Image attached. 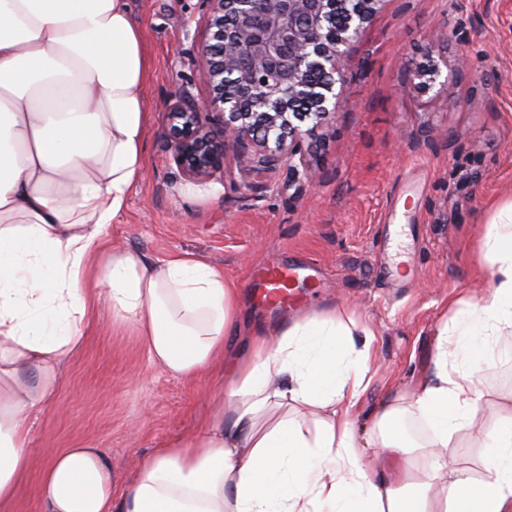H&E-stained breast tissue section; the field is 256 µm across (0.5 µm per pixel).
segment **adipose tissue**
<instances>
[{
  "label": "adipose tissue",
  "mask_w": 512,
  "mask_h": 512,
  "mask_svg": "<svg viewBox=\"0 0 512 512\" xmlns=\"http://www.w3.org/2000/svg\"><path fill=\"white\" fill-rule=\"evenodd\" d=\"M149 73L129 0H0V512L30 469V416L104 313L169 375L219 367L223 384L206 427L154 449L124 489L104 449H52L40 512H512V392L480 377L512 336V200L483 238L486 289L451 306L430 375L388 393L359 443L373 333L354 312L257 326L229 362L241 295L223 268L110 244L144 165ZM485 411L494 425L460 465L448 450ZM411 421L426 428L412 443Z\"/></svg>",
  "instance_id": "obj_1"
}]
</instances>
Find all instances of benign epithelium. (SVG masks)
<instances>
[{
  "instance_id": "benign-epithelium-1",
  "label": "benign epithelium",
  "mask_w": 512,
  "mask_h": 512,
  "mask_svg": "<svg viewBox=\"0 0 512 512\" xmlns=\"http://www.w3.org/2000/svg\"><path fill=\"white\" fill-rule=\"evenodd\" d=\"M210 36L197 48L203 104L183 86L166 106L169 150L183 176L224 172L227 148L250 144L267 163L285 160L313 179L305 131L292 119L322 124L346 99L344 47L379 0H205Z\"/></svg>"
}]
</instances>
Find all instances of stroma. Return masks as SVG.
I'll use <instances>...</instances> for the list:
<instances>
[{"mask_svg": "<svg viewBox=\"0 0 512 512\" xmlns=\"http://www.w3.org/2000/svg\"><path fill=\"white\" fill-rule=\"evenodd\" d=\"M132 9L153 63L151 121L142 176L110 239L152 260L187 252L221 266L242 299L226 339L234 351L256 325L294 311H354L375 333L372 383L355 414L366 438L381 399L427 374L449 305L488 283L481 239L512 199V0H379L343 63L348 103L329 122L301 124L311 183L284 163L246 176L240 157L259 159L248 146L228 150L223 175L187 180L169 151L165 105L177 85L200 103L210 94L195 73L208 13L202 0ZM434 67L436 83L419 89L413 73ZM283 259L316 265L320 286L293 310L258 306L252 268ZM218 378H174L133 329L100 320L63 366L57 405L31 420L30 445L105 449L123 487L153 449L206 425Z\"/></svg>", "mask_w": 512, "mask_h": 512, "instance_id": "stroma-1", "label": "stroma"}]
</instances>
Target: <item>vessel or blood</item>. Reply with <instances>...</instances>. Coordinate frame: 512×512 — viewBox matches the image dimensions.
<instances>
[{
	"instance_id": "b4317fda",
	"label": "vessel or blood",
	"mask_w": 512,
	"mask_h": 512,
	"mask_svg": "<svg viewBox=\"0 0 512 512\" xmlns=\"http://www.w3.org/2000/svg\"><path fill=\"white\" fill-rule=\"evenodd\" d=\"M318 270L307 263H267L255 266L250 286L260 302L272 309H285L299 303L300 288L313 283Z\"/></svg>"
}]
</instances>
